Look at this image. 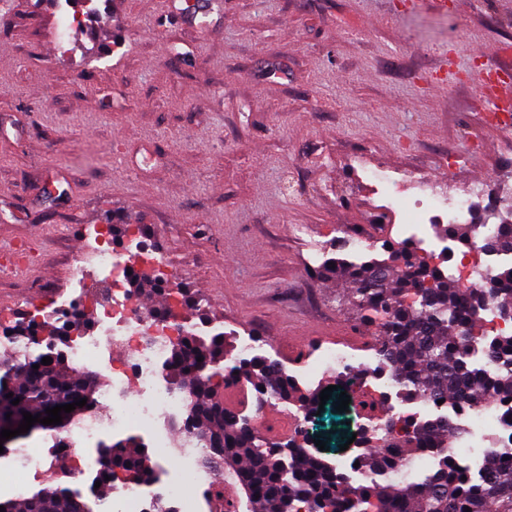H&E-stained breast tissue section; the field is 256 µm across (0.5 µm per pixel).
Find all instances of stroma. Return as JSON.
<instances>
[{"label":"stroma","instance_id":"1","mask_svg":"<svg viewBox=\"0 0 512 512\" xmlns=\"http://www.w3.org/2000/svg\"><path fill=\"white\" fill-rule=\"evenodd\" d=\"M65 0H10L0 33V315L74 291L87 224L135 230L178 270L228 344L308 363L370 337L349 285L308 273L311 244H375L382 202L368 174L417 175L512 195V112L492 118L477 77L512 83V0H224L207 27L160 0H95L60 31ZM317 433L329 461L367 418L350 383Z\"/></svg>","mask_w":512,"mask_h":512}]
</instances>
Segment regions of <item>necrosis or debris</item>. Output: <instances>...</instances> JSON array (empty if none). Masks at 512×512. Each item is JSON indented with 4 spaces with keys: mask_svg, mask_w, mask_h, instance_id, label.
<instances>
[{
    "mask_svg": "<svg viewBox=\"0 0 512 512\" xmlns=\"http://www.w3.org/2000/svg\"><path fill=\"white\" fill-rule=\"evenodd\" d=\"M469 209L467 195L425 194L419 211L405 224L404 235L423 241L427 224L466 222ZM495 231V224L478 225L467 243L477 256L469 274L472 286L495 287L500 271L512 266V253L489 246ZM80 262L91 266L101 277L103 286L98 296L91 299L76 291L56 298L46 313L59 321L94 315V329L71 337L66 356L75 368H94L108 378L109 384L99 394L98 410L86 413L81 420L52 436L50 447L19 448L13 452L11 461L0 469V478L5 481L0 501L6 503L29 496L33 483L54 482L65 491L89 500L92 512H154L159 499L168 501L172 512H199L204 505L209 512H219L226 487L213 479L211 468L203 465L201 443L189 433L183 434L174 452L181 462L179 470L167 468L168 443L156 437L154 453L148 461L149 482L119 481L113 484L108 497L96 489L101 474L88 449L99 437L133 428L153 433L160 420L184 413L186 398L171 387L167 378L170 348L184 329L179 318L161 317L145 308L125 286L128 272L134 267L152 270L164 284L176 279V269L155 249L133 239L122 246L113 245L94 226L85 241ZM118 348L127 351V359L113 360L112 353ZM360 349V343L353 342L328 351L306 365L301 376L306 380L332 373L355 377L363 388L392 399L390 413L398 419L423 424L446 423L468 436L485 428L492 431L489 441L477 443L475 449L466 453L458 450L453 439L445 445H434L427 453L424 466L414 475L417 482H424L436 473L446 457L475 478L481 474L486 450L512 460V403L459 409L447 403L401 398L392 378L379 372L373 359L363 357ZM60 453L71 461L69 469L63 472L53 464Z\"/></svg>",
    "mask_w": 512,
    "mask_h": 512,
    "instance_id": "1",
    "label": "necrosis or debris"
}]
</instances>
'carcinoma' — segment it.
I'll return each mask as SVG.
<instances>
[{"mask_svg": "<svg viewBox=\"0 0 512 512\" xmlns=\"http://www.w3.org/2000/svg\"><path fill=\"white\" fill-rule=\"evenodd\" d=\"M315 274L351 284L350 303L365 324L376 327L371 344L374 358L391 368L406 396L439 398L450 404L512 401V335L484 343L478 332L480 314L488 303L512 313V266L500 272L498 286L490 294L483 288L460 287L408 245L391 248L388 258L374 264L331 258ZM132 280L139 293L166 294L146 275L135 274ZM53 334L46 324L20 323L13 330L14 338L31 348ZM219 338L224 334L205 338L190 333L172 348L169 381L187 398L185 414L173 426L197 436L204 449L219 457L218 467L227 464L234 469L246 488L251 512H302L303 505L309 506V512H512V462L492 453L486 455L477 483L462 479L464 473L447 461L432 482L418 484L401 475L382 487L354 491L340 481L336 465L307 451V439L297 434L285 444L260 439L248 417L216 400L224 385L226 357ZM471 342L483 343L497 367H475L470 361ZM42 359L37 355L25 361L12 356L0 360V423L5 427L17 429L25 412L44 418L46 410L57 405L87 399L83 407L66 414L73 421L95 405L100 384L94 374L76 372L59 354L51 357L49 365ZM34 364L39 368H32ZM204 370L208 374L200 375ZM234 370L239 380L275 401L307 406L315 400L263 358L237 357ZM17 398L19 404H12ZM424 430L408 420L387 417L384 432L372 436L373 446L359 456V465L390 463L394 448L400 449L398 461H415L426 452ZM138 446L134 436L101 444V475L149 480L148 453ZM79 502L65 490L47 486L5 504V512H75Z\"/></svg>", "mask_w": 512, "mask_h": 512, "instance_id": "carcinoma-1", "label": "carcinoma"}]
</instances>
